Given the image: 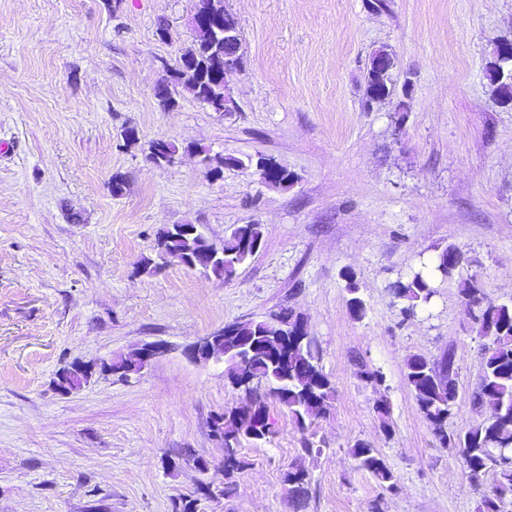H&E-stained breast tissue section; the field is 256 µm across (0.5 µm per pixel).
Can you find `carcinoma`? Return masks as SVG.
<instances>
[{
    "label": "carcinoma",
    "mask_w": 512,
    "mask_h": 512,
    "mask_svg": "<svg viewBox=\"0 0 512 512\" xmlns=\"http://www.w3.org/2000/svg\"><path fill=\"white\" fill-rule=\"evenodd\" d=\"M197 9L204 21L191 22L195 38L180 54V68L167 72L162 79L166 94L156 96L164 111L175 106L172 88L177 85L186 86L200 103L208 107L223 104L224 72L232 70L241 61L242 41L231 45L217 44L216 36L224 35L226 30L240 35L238 21L225 9L224 0H198ZM501 68L502 62L492 63L490 80L498 99L512 102V79L501 76ZM389 81V72L369 64L366 101L389 96ZM159 145V150L147 154V160L157 166L174 164L182 150L197 154L206 152L203 147L187 145L182 148L173 142L161 141ZM262 238L259 224L236 226L224 237V260L206 268L205 275L226 282L232 280L240 266L259 251ZM213 246L214 243L202 232L192 234L183 230L181 224H169L157 234V260H145L144 267L149 270L157 265V261L168 258L200 257ZM464 260V253L450 245L438 254L435 262L426 263L420 270L396 281L392 285L393 293L405 303L404 312L413 315L418 307L430 302L435 293V277L453 279ZM344 278L351 294L350 310L353 316L361 319L366 314L365 303L357 296L358 287L353 277L346 273ZM460 293L481 339L482 368L472 393V404L481 413V419L457 431L446 429L448 418L456 408L457 396L445 386L433 385L436 360L410 357L406 362L405 380L441 446L455 451L470 476H493L494 485L490 493L483 496L478 512H500V501L512 497V302L489 300L471 282L465 284ZM283 325L284 320L274 315L266 320L234 324L236 334L224 335L225 375L232 384L250 391L252 387L244 385L241 374L242 364H248L256 383L265 384L273 399L286 407L295 423L305 430L330 410L335 388L320 366V350L315 339L301 342L290 337L288 350L278 357L270 355L268 344L283 330ZM272 427L268 405L263 400L252 403V415L247 423L233 411L224 414V495H231L236 474L246 467L241 440L267 443L274 434ZM242 434L245 435L243 439L240 438ZM351 455L358 466L381 485L394 488L395 475L376 449L357 441L351 447ZM285 481L289 483L295 512H303L310 485L303 459L295 460Z\"/></svg>",
    "instance_id": "obj_1"
}]
</instances>
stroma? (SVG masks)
I'll list each match as a JSON object with an SVG mask.
<instances>
[{
	"label": "stroma",
	"instance_id": "35a3bbf8",
	"mask_svg": "<svg viewBox=\"0 0 512 512\" xmlns=\"http://www.w3.org/2000/svg\"><path fill=\"white\" fill-rule=\"evenodd\" d=\"M224 4L243 43L236 111L179 87L164 112L155 88L194 38V0H0V512H171L194 488L196 456L222 484L209 424L251 396L184 350L284 308L304 318L336 397L306 432L269 401L275 433L243 442L247 465L216 512H294L283 476L308 432L318 450L306 512H477L492 477L472 481L440 445L404 374L409 357L453 349L448 427L476 420L480 341L459 288L471 278L512 300V103L498 101L489 71L512 40V0ZM381 48L395 60L392 93L370 103L365 74ZM126 126L139 134L128 148ZM156 140L220 160L267 155L295 181L265 184L250 165L215 176L190 154L157 166L146 159ZM187 223L217 244L256 223L262 246L229 282L175 261L141 273L158 231ZM451 245L467 258L457 278L404 316L391 284ZM150 341L168 351L141 374L99 371L68 395L52 386L65 364ZM365 367L384 385H366ZM358 441L394 488L359 468ZM351 454L358 462V466L369 472L381 485L388 489L394 488L395 475L379 457L376 449L371 448L367 443L358 441L351 447Z\"/></svg>",
	"mask_w": 512,
	"mask_h": 512
}]
</instances>
